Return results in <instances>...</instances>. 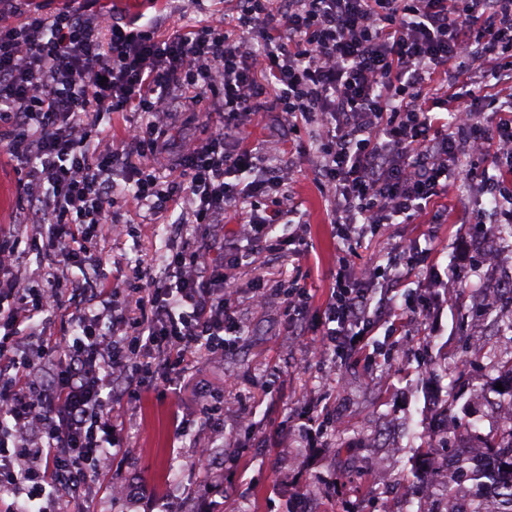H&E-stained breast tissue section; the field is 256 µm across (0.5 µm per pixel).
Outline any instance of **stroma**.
<instances>
[{
	"label": "stroma",
	"instance_id": "stroma-1",
	"mask_svg": "<svg viewBox=\"0 0 512 512\" xmlns=\"http://www.w3.org/2000/svg\"><path fill=\"white\" fill-rule=\"evenodd\" d=\"M89 11L143 18L170 34L202 19H222L224 0H77ZM201 106L182 104L168 123L164 167L158 187L170 189L172 168L184 140L205 138ZM267 162L291 151L294 172L287 189L301 204L306 227L280 224L283 244L274 256L249 255L237 234V215L224 221V241L209 258L229 269L238 291L234 306L240 334L234 349L197 347L187 356L180 391L151 390L125 408L120 437L129 454L112 477L128 487L126 497L106 501L90 482L63 512H197L209 486L222 485L224 501L214 512H301L315 499L317 512H388L391 491L431 482L418 454L446 456L448 449L482 442L497 423L500 396L495 359L512 358V303L488 305L487 289L512 276V249L499 248L495 261L483 255L484 238L494 236L495 201L482 193L484 177L496 173L493 157L460 156L467 177L449 173L436 204L444 223L430 214L409 224H384L364 242L336 238L325 192L314 179L320 142L315 129H289L277 110L259 113L246 127ZM133 188L119 183L112 212L127 224L118 239L99 236L90 246L101 258L98 274L108 284L136 281L142 265L162 268L185 243L208 240L204 224L182 223L179 212H154L135 204ZM306 242L308 263L296 264L293 250ZM425 251L390 306L392 315L412 306L424 310L417 322L376 326L365 352L346 360L320 355L327 324L322 314L339 262L362 264L391 247ZM263 277L271 296L265 308L252 305L250 283ZM300 277L310 303L300 316V336L288 333L282 288ZM481 331L484 349L471 338ZM223 402L219 429L204 426L202 406ZM337 428L305 439L301 425L323 414ZM449 417L451 433L433 432ZM212 444V463L198 460V443Z\"/></svg>",
	"mask_w": 512,
	"mask_h": 512
}]
</instances>
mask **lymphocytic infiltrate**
Here are the masks:
<instances>
[{"label": "lymphocytic infiltrate", "instance_id": "obj_1", "mask_svg": "<svg viewBox=\"0 0 512 512\" xmlns=\"http://www.w3.org/2000/svg\"><path fill=\"white\" fill-rule=\"evenodd\" d=\"M234 2L236 35L212 21L163 36L106 13L48 17L34 0H0V150L18 167L20 218L39 226L27 236L0 229V487L25 490L23 512H57L124 455L116 379L126 382L123 400L136 401L174 385L199 344L235 345L230 280L205 247L186 244L161 271L143 269L135 319L121 288L90 274L69 280L74 264L92 265L87 243L99 230L125 232L111 216L116 180L155 211L179 207L192 223L223 229L225 211L292 172L289 158L260 165L244 132L271 103L289 122L319 125L315 173L344 240L413 222L460 152L510 160L485 183L493 198L512 181V0ZM179 98L220 121L182 146L179 180L162 193L153 166ZM441 106L447 117L436 116ZM482 108L497 114V132L481 123ZM106 112L151 119L116 144L92 134ZM244 172L253 180L233 190L229 177ZM300 214L285 193L247 211L250 252L276 255L270 225ZM26 249L49 261L40 282L15 270ZM414 267L403 247L383 266H340L324 308L328 350H361L397 271ZM53 315L71 334H51Z\"/></svg>", "mask_w": 512, "mask_h": 512}]
</instances>
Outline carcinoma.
I'll use <instances>...</instances> for the list:
<instances>
[{
  "label": "carcinoma",
  "mask_w": 512,
  "mask_h": 512,
  "mask_svg": "<svg viewBox=\"0 0 512 512\" xmlns=\"http://www.w3.org/2000/svg\"><path fill=\"white\" fill-rule=\"evenodd\" d=\"M456 480L438 482V491L450 501H467L463 512H512V452H494V466L486 468L466 452L451 449Z\"/></svg>",
  "instance_id": "cac0c4a2"
}]
</instances>
